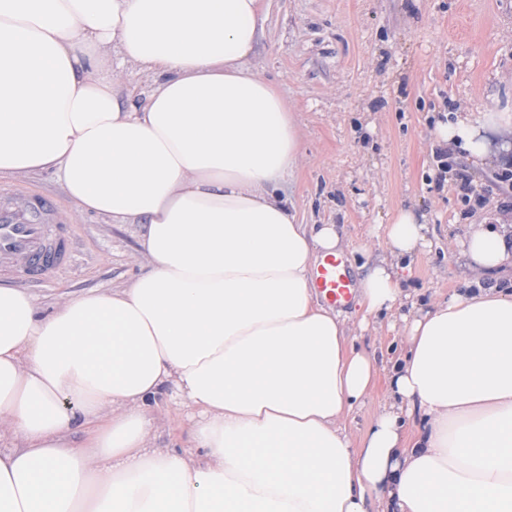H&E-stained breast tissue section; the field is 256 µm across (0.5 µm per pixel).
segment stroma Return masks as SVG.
I'll return each mask as SVG.
<instances>
[{"label":"stroma","mask_w":512,"mask_h":512,"mask_svg":"<svg viewBox=\"0 0 512 512\" xmlns=\"http://www.w3.org/2000/svg\"><path fill=\"white\" fill-rule=\"evenodd\" d=\"M260 26L252 64L302 127L305 159L289 193L306 223L343 226L342 256L359 279L365 251L385 248L396 208L415 206L430 245L406 288L424 305L461 287L454 238L485 214L512 211V166L468 162L432 131L460 105L512 107V0H262ZM13 184L52 198L74 244L66 267L23 285L42 309L141 271L134 225L78 212L53 171ZM187 414L162 394L155 445L179 441Z\"/></svg>","instance_id":"35a3bbf8"}]
</instances>
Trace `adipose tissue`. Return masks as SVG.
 Segmentation results:
<instances>
[{"mask_svg":"<svg viewBox=\"0 0 512 512\" xmlns=\"http://www.w3.org/2000/svg\"><path fill=\"white\" fill-rule=\"evenodd\" d=\"M259 0H0V179L54 170L68 201L137 224L144 270L41 313L0 282V512H512V218L465 225L479 286L419 307L429 245L408 207L361 279L366 316L401 311L391 396L347 427L378 370L311 286L336 224L286 192L297 119L249 62ZM156 75L137 100L115 69ZM505 112L434 136L484 159ZM198 409L151 446L157 398ZM87 428L73 444V421Z\"/></svg>","mask_w":512,"mask_h":512,"instance_id":"ef3b65f1","label":"adipose tissue"}]
</instances>
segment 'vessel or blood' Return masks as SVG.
<instances>
[{
    "instance_id": "b4317fda",
    "label": "vessel or blood",
    "mask_w": 512,
    "mask_h": 512,
    "mask_svg": "<svg viewBox=\"0 0 512 512\" xmlns=\"http://www.w3.org/2000/svg\"><path fill=\"white\" fill-rule=\"evenodd\" d=\"M71 252L62 211L49 197L0 190V275L39 280L65 266ZM315 288L329 305L349 306L356 283L341 258H325L315 272Z\"/></svg>"
}]
</instances>
